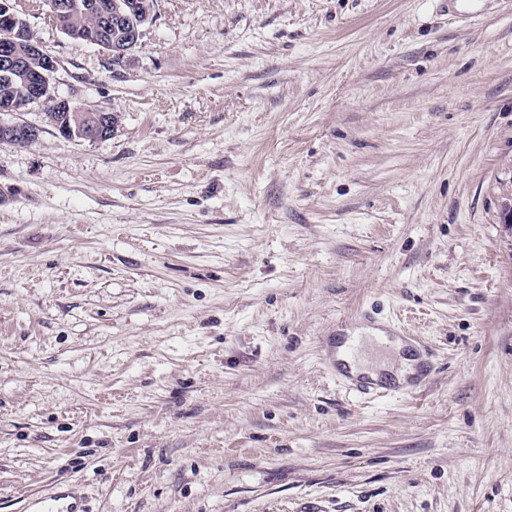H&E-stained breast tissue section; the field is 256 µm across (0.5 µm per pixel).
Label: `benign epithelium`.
<instances>
[{
	"label": "benign epithelium",
	"mask_w": 512,
	"mask_h": 512,
	"mask_svg": "<svg viewBox=\"0 0 512 512\" xmlns=\"http://www.w3.org/2000/svg\"><path fill=\"white\" fill-rule=\"evenodd\" d=\"M46 14L64 33L82 38L104 49L113 59L124 60L142 44L146 23L155 18V7L147 0H89L79 5L74 0H43ZM94 17L86 29H74L78 18ZM0 30L7 36L0 40V76L22 79L25 91L0 96V142L29 145L39 139L40 128L21 122H7L3 116L25 111L39 103L52 113L50 121L59 132L90 143L112 135L115 125L106 121L77 123L76 127L60 128L55 112H74L71 99L58 95L54 74L59 60L48 53L34 37L25 18L15 8V0H0Z\"/></svg>",
	"instance_id": "obj_1"
}]
</instances>
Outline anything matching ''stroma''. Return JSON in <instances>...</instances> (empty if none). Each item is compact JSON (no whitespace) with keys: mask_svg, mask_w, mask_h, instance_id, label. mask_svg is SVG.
Here are the masks:
<instances>
[{"mask_svg":"<svg viewBox=\"0 0 512 512\" xmlns=\"http://www.w3.org/2000/svg\"><path fill=\"white\" fill-rule=\"evenodd\" d=\"M96 143L0 142V512H512V0H157ZM434 368L350 392L376 324ZM360 342V339L347 336L343 343L344 349L341 356H337L332 365L336 368L338 378L343 381L350 391L363 396L382 397L387 390L383 384L367 376L352 372L348 355L353 354ZM69 499V500H68ZM82 497L76 491L69 488L51 496H37L28 503L30 512H87L80 510ZM31 509V510H29Z\"/></svg>","mask_w":512,"mask_h":512,"instance_id":"1","label":"stroma"}]
</instances>
